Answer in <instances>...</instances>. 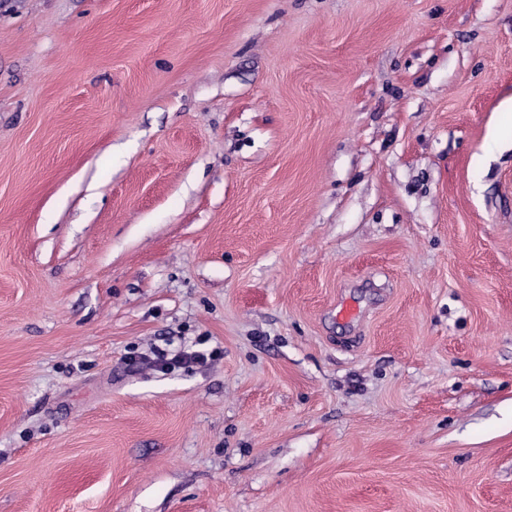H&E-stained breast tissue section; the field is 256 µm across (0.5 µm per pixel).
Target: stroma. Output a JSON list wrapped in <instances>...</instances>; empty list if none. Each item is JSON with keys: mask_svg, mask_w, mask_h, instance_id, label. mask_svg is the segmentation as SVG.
I'll return each instance as SVG.
<instances>
[{"mask_svg": "<svg viewBox=\"0 0 512 512\" xmlns=\"http://www.w3.org/2000/svg\"><path fill=\"white\" fill-rule=\"evenodd\" d=\"M0 512H512V0H0ZM140 361L150 369L167 372L194 365L204 366L207 364L208 355L193 347H184L175 351L154 347L150 354L141 356Z\"/></svg>", "mask_w": 512, "mask_h": 512, "instance_id": "obj_1", "label": "stroma"}]
</instances>
